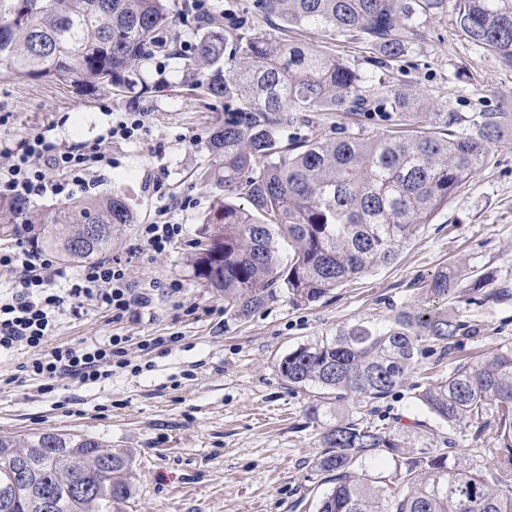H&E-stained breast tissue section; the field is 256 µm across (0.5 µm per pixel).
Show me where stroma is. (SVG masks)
Returning a JSON list of instances; mask_svg holds the SVG:
<instances>
[{
    "label": "stroma",
    "instance_id": "obj_1",
    "mask_svg": "<svg viewBox=\"0 0 512 512\" xmlns=\"http://www.w3.org/2000/svg\"><path fill=\"white\" fill-rule=\"evenodd\" d=\"M252 0H209L208 24L226 28L251 20L279 39L276 22L251 13ZM183 14L176 30L178 52L136 64L149 94H88L74 82L18 79L0 72V141L11 143L37 130L70 146L94 142L126 112L145 115L137 139L113 140L111 164L91 171L88 187L68 196H34L30 223L0 232V244L38 237L43 224L65 204L123 191L137 215L112 241V258L126 264L128 280L157 283L154 304L139 315L113 321L109 312L85 306L63 316L50 346H73L91 338L125 336L139 373L125 370L95 383L65 379L53 393L39 380L17 382L31 353L0 356V434L32 432L89 435L125 449L133 460V495L119 512H315L325 490L312 465L321 450L322 424L310 422L312 395L289 389L277 362L298 345L360 320L382 321L400 307L421 303L418 281L457 264L494 282L512 285V127L493 144L489 160L422 225L391 265L347 282L319 302L296 305L287 295L245 318L224 310V294L202 287L189 264L198 229L214 198L224 191L202 183L199 172L212 156L211 131L224 122V102L181 83L184 57L198 38L189 0H165ZM299 39L343 57L362 73H375L371 53L356 40L306 29ZM393 84L422 91L442 111L469 114L512 108V65L469 41L453 15L429 20L421 44L382 71ZM166 218L182 232L164 253L147 250L138 227ZM462 320L478 330L463 354L485 358L512 346V301L456 303ZM173 337V344L144 352L142 340ZM350 418L388 426L402 423L414 447H436L435 424L413 426L419 415L408 387L368 405L350 403ZM497 423L456 434L468 463L488 465L497 446Z\"/></svg>",
    "mask_w": 512,
    "mask_h": 512
}]
</instances>
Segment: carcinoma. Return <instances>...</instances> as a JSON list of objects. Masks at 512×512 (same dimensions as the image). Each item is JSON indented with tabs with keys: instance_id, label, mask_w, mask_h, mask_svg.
<instances>
[{
	"instance_id": "1",
	"label": "carcinoma",
	"mask_w": 512,
	"mask_h": 512,
	"mask_svg": "<svg viewBox=\"0 0 512 512\" xmlns=\"http://www.w3.org/2000/svg\"><path fill=\"white\" fill-rule=\"evenodd\" d=\"M254 10L282 27H308L359 40L383 64L423 37L422 19L449 10L470 41L512 64V0H255ZM164 0H11L0 16V70L18 78L75 81L88 91H132L136 63L175 51ZM185 71L192 89L224 99V124L208 139L211 165L199 173L246 200L218 198L199 228L194 277L224 292V311L240 318L279 293L297 305L319 301L347 281L388 266L489 158L512 124L511 112L462 117L438 112L403 85L366 76L340 57L298 41H273L240 22L203 29ZM141 92L149 90L141 85ZM420 128L375 137L336 130L288 136L308 112L375 115L383 105ZM137 217L125 194L57 209L43 245L65 262L107 258L112 239ZM27 203L0 202V226L26 224ZM86 224L107 233L86 240ZM288 245L281 254L280 244ZM468 291L474 303H505L512 291L453 265L438 271L424 303L383 322L345 324L331 337L298 345L279 362L291 389H313L320 408L380 401L407 382L419 359L453 358L476 329L449 307ZM414 404L441 429V448H411L391 427L336 416L313 463L329 488L317 512H512V346L455 366L448 376L413 383ZM498 425L499 455L468 467L453 454L460 429ZM36 463L55 494L54 512H112L133 493L130 455L94 437L56 432L0 435V486L17 461ZM38 512L31 486L12 488V507Z\"/></svg>"
}]
</instances>
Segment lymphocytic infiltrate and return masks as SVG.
<instances>
[{"instance_id":"f902f5d3","label":"lymphocytic infiltrate","mask_w":512,"mask_h":512,"mask_svg":"<svg viewBox=\"0 0 512 512\" xmlns=\"http://www.w3.org/2000/svg\"><path fill=\"white\" fill-rule=\"evenodd\" d=\"M143 128L140 113L130 112L107 129L103 140L78 148L39 132L0 143V195L27 200L68 193L70 186L83 184L91 168L109 165L103 141L133 140ZM1 269L15 272L17 278L9 292H0V353L18 347L35 351L23 371L40 380L42 393H51L63 379L94 383L129 367L123 336L52 349L47 342L66 314L68 301L103 307L119 321L151 307L154 287L132 285L123 264L112 259L83 263L75 277H68L66 267L33 239L1 247Z\"/></svg>"}]
</instances>
